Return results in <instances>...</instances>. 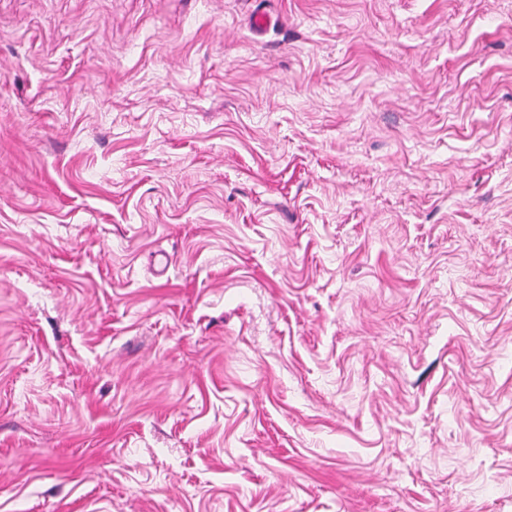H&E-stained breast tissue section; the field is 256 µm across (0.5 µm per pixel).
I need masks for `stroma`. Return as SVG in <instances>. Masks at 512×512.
I'll return each mask as SVG.
<instances>
[{"label": "stroma", "mask_w": 512, "mask_h": 512, "mask_svg": "<svg viewBox=\"0 0 512 512\" xmlns=\"http://www.w3.org/2000/svg\"><path fill=\"white\" fill-rule=\"evenodd\" d=\"M0 512H512V0H0Z\"/></svg>", "instance_id": "obj_1"}]
</instances>
